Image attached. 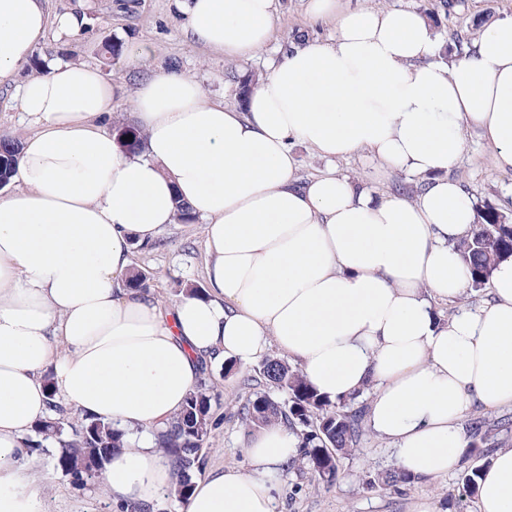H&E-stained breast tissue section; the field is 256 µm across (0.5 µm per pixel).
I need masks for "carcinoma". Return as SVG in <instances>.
<instances>
[{
  "instance_id": "1",
  "label": "carcinoma",
  "mask_w": 512,
  "mask_h": 512,
  "mask_svg": "<svg viewBox=\"0 0 512 512\" xmlns=\"http://www.w3.org/2000/svg\"><path fill=\"white\" fill-rule=\"evenodd\" d=\"M460 5L461 0H431L426 14L439 24ZM113 132L133 151L140 152L144 148V134L134 124L123 123L114 127ZM19 146L17 138L0 140V185L3 187L11 182ZM481 212L482 223L459 249L470 284L475 288L490 280L502 259L512 257V224L504 221L501 208L487 203ZM255 372L267 389L257 390L251 387V379L244 380L242 423L251 428L278 421L287 424L298 439L302 464L312 471L318 483L333 485L338 477L339 458L351 450L358 437L360 416L342 410L341 402L319 394L300 369L284 358L268 357ZM217 402L210 372L205 367L200 382L186 397L177 417L159 435V448L176 470L174 496L177 498L189 495L193 477L202 470L204 445L218 425L214 412ZM33 432L31 451L41 450L49 439L62 444V451L54 456V469L77 486L81 484L80 468L95 460L107 462L126 447V432L104 419H83L73 425L66 416L48 418L36 423ZM413 481L414 477L401 469L378 477V483L389 488Z\"/></svg>"
}]
</instances>
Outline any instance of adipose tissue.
I'll list each match as a JSON object with an SVG mask.
<instances>
[{"label":"adipose tissue","mask_w":512,"mask_h":512,"mask_svg":"<svg viewBox=\"0 0 512 512\" xmlns=\"http://www.w3.org/2000/svg\"><path fill=\"white\" fill-rule=\"evenodd\" d=\"M193 43L247 60L272 35L275 0H179ZM335 38L281 49L244 108L228 84L208 96L177 72L134 91L84 63L46 61L16 99L36 128L0 198V512H39L25 477L34 424L66 411L127 432L102 482L116 506L156 504L175 483L157 433L196 385L202 363L244 364L277 346L331 400L374 388L368 424L418 478L448 472L472 406L512 405V257L480 308L440 319L469 274L458 246L481 209L449 177L466 129L512 170V16L463 54L444 53L422 10L307 0ZM69 36L84 14L46 0H0V80L26 69L49 26ZM131 96L143 152L107 127ZM333 162L359 152L377 174L424 183L376 195L329 170L301 179L295 146ZM204 222L208 288L166 304L127 288L131 249L162 240L179 204ZM249 471L196 481L178 512H274L272 478L297 454L281 423L251 434ZM479 512H512V448L499 449Z\"/></svg>","instance_id":"1"}]
</instances>
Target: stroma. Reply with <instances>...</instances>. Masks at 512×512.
<instances>
[{
    "label": "stroma",
    "mask_w": 512,
    "mask_h": 512,
    "mask_svg": "<svg viewBox=\"0 0 512 512\" xmlns=\"http://www.w3.org/2000/svg\"><path fill=\"white\" fill-rule=\"evenodd\" d=\"M120 0H47L51 13L71 9L84 12L87 26L81 37L70 38L57 30H49L37 50L40 57H54L98 67L106 78L122 82L134 89L140 77L161 70H173L196 78L210 94L220 95L229 74L261 75L268 69L274 52L301 31L310 36L326 38L335 35L333 23L311 20L305 12L306 0H277V13L270 43L257 52L252 61L242 63L189 43L182 34L183 19L177 0H134L133 10L120 9ZM487 19L512 15V0H464L460 11L444 20L440 34L451 39L453 33L468 30L474 15ZM118 40L125 49L146 46L150 58L138 71L128 70L124 60L106 63L102 56L105 42ZM23 81L14 76L0 82V135L23 138L32 127L21 121L15 90ZM336 171L356 183L367 184L381 194L390 195L396 186L414 185L408 174L395 171L381 181H374V168L369 160L357 155L336 163ZM450 174L474 193L479 203H492L512 216V171L503 172L493 166V149L476 130H468L458 158ZM132 260L137 267L150 272L153 285L169 304L178 301V282L205 287V253L201 222L171 225L165 242L152 248H136ZM246 367L226 371L212 369L211 377L221 393L216 414L219 428L206 446L205 470L219 467L248 469L242 452L249 434L241 422L237 408L242 393L241 382ZM481 420L487 431L490 450L512 448V405L495 408L477 406L466 415V422ZM479 457L468 465H482ZM394 450L388 441L370 427H363L359 440L339 462V476L331 487L318 485L306 470L281 469L273 478L276 512H478V501L469 498L449 502L448 493L456 488L468 465H456L448 473L397 489L378 487L374 478L396 467ZM30 467L39 477L41 512H115L100 484H89L80 490L72 486L53 468L50 452L32 454Z\"/></svg>",
    "instance_id": "1"
}]
</instances>
